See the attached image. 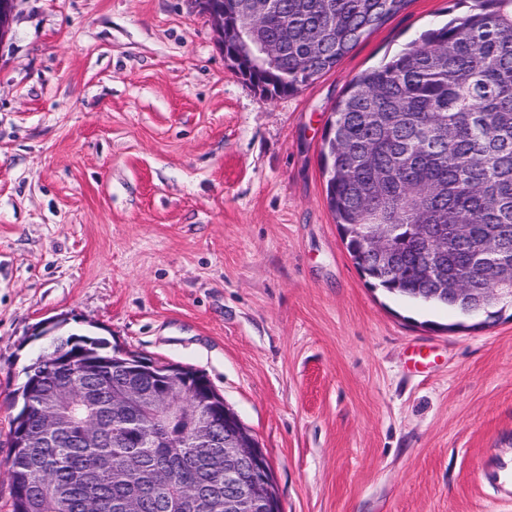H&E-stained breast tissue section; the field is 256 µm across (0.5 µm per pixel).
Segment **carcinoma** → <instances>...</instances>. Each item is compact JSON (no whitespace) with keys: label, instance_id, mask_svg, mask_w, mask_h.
Listing matches in <instances>:
<instances>
[{"label":"carcinoma","instance_id":"1","mask_svg":"<svg viewBox=\"0 0 512 512\" xmlns=\"http://www.w3.org/2000/svg\"><path fill=\"white\" fill-rule=\"evenodd\" d=\"M224 7L228 44L224 60L270 98L288 96L333 69L361 40L403 11L411 0H267L261 21L250 0H214ZM466 12L429 28L418 39L360 73L333 107L321 153L326 192L347 250L371 285L412 302L448 308L462 316L496 318L512 309L500 302L458 301L448 283L492 288L512 262V0H452ZM271 44L275 55L255 65L247 49ZM467 231L452 239L442 258L446 279H427L425 240L436 226ZM491 236L492 252L480 251ZM372 237L391 242V263L382 266L366 249ZM76 342L86 348V385L103 400L78 397L35 402L11 424L34 433L46 410L55 430L24 448H12L4 463L12 512H94L86 484L97 488L101 512H192L181 509L189 491L202 494V512H224V465L207 456L222 448L192 440L194 408L185 407L184 431L172 445L153 443L156 418L149 411L118 417L106 401L145 375L112 369V351L101 337L53 338L54 350L26 369L23 390L37 383L47 394L68 385L57 350ZM90 426L99 436L88 443ZM142 441H121V430Z\"/></svg>","mask_w":512,"mask_h":512}]
</instances>
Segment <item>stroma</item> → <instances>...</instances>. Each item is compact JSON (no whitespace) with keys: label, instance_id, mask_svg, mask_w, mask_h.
<instances>
[{"label":"stroma","instance_id":"stroma-1","mask_svg":"<svg viewBox=\"0 0 512 512\" xmlns=\"http://www.w3.org/2000/svg\"><path fill=\"white\" fill-rule=\"evenodd\" d=\"M410 0L269 99L192 0H17L0 42V463L66 320L206 375L283 512H512V321L371 287L326 201L322 135L361 71L436 24Z\"/></svg>","mask_w":512,"mask_h":512}]
</instances>
